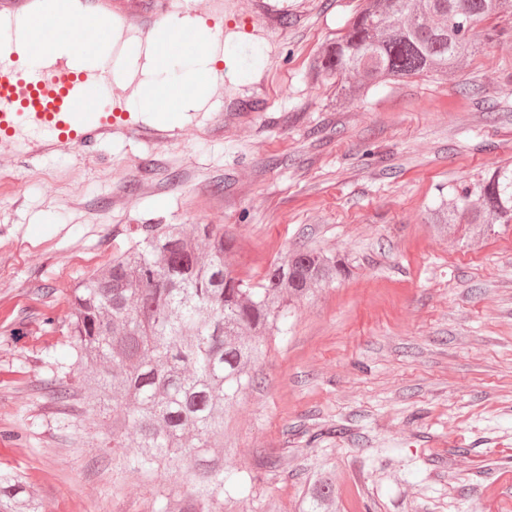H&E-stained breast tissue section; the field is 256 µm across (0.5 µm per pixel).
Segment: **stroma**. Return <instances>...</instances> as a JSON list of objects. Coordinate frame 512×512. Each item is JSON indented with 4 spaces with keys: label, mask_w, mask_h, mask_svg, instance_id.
<instances>
[{
    "label": "stroma",
    "mask_w": 512,
    "mask_h": 512,
    "mask_svg": "<svg viewBox=\"0 0 512 512\" xmlns=\"http://www.w3.org/2000/svg\"><path fill=\"white\" fill-rule=\"evenodd\" d=\"M288 22L233 42L222 135L123 141L23 164L0 148V470L41 512H146L163 487L112 493L111 417L40 396L68 350L70 290L143 224H221L259 279L294 244L351 274L297 304L261 392L227 432L245 469L283 459L237 512H298L315 472L336 512H512V226L473 240L426 217L448 186L512 163V13L462 72L336 99L318 69L358 0H286Z\"/></svg>",
    "instance_id": "35a3bbf8"
}]
</instances>
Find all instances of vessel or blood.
<instances>
[{"instance_id": "1", "label": "vessel or blood", "mask_w": 512, "mask_h": 512, "mask_svg": "<svg viewBox=\"0 0 512 512\" xmlns=\"http://www.w3.org/2000/svg\"><path fill=\"white\" fill-rule=\"evenodd\" d=\"M61 19L70 29H92L94 45L39 39L35 21ZM132 36L113 40L115 29ZM180 46L184 56L205 58L190 86L197 97L223 98L212 75L224 70V3L212 0H0V145L24 162L90 152L114 139L159 147L188 123L161 104L151 85L137 89L139 106L112 97L141 47Z\"/></svg>"}]
</instances>
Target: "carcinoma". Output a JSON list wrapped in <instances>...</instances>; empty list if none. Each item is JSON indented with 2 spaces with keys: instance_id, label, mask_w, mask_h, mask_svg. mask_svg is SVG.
<instances>
[{
  "instance_id": "1",
  "label": "carcinoma",
  "mask_w": 512,
  "mask_h": 512,
  "mask_svg": "<svg viewBox=\"0 0 512 512\" xmlns=\"http://www.w3.org/2000/svg\"><path fill=\"white\" fill-rule=\"evenodd\" d=\"M512 0H360L321 70L336 99L354 100L380 83L447 76L468 62L471 35ZM429 223L450 236L468 225L487 237L512 223V165L448 190ZM232 237L222 224H143L107 264L71 289L70 356L50 380L55 402L112 417V470L180 477L149 512H232L245 481L226 468L236 449L224 426L240 396L264 384L273 337H285L293 304L349 271L336 253L296 246L257 281L227 263ZM335 490L320 470L300 512H331ZM40 512L21 476L0 472V512Z\"/></svg>"
}]
</instances>
